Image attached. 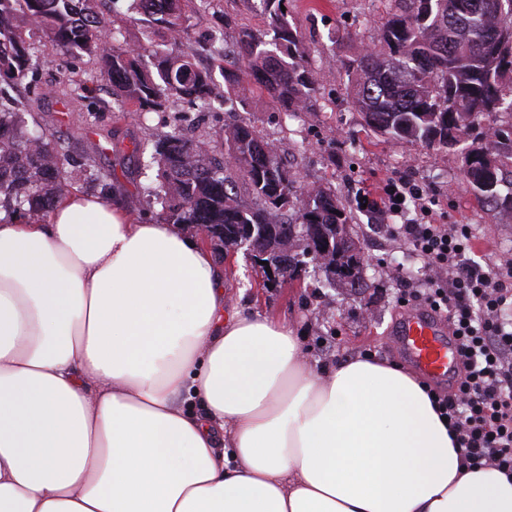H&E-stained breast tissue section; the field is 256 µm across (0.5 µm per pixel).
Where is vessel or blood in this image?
<instances>
[{"mask_svg": "<svg viewBox=\"0 0 512 512\" xmlns=\"http://www.w3.org/2000/svg\"><path fill=\"white\" fill-rule=\"evenodd\" d=\"M399 348L417 373L430 382H444L458 360L453 339L448 338L433 312L417 307L407 311L396 332Z\"/></svg>", "mask_w": 512, "mask_h": 512, "instance_id": "obj_1", "label": "vessel or blood"}]
</instances>
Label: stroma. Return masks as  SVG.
<instances>
[{
	"instance_id": "35a3bbf8",
	"label": "stroma",
	"mask_w": 512,
	"mask_h": 512,
	"mask_svg": "<svg viewBox=\"0 0 512 512\" xmlns=\"http://www.w3.org/2000/svg\"><path fill=\"white\" fill-rule=\"evenodd\" d=\"M284 5L317 71L316 97L302 112L285 113L254 82L231 90L220 80L210 110L202 112L177 101L134 121L117 106L110 84L85 59L53 53L47 44L41 45L32 73L21 85L1 91L0 99L32 101L31 113L39 127L59 138L73 159H81L88 144L101 145L98 167L112 175L120 201L141 222L161 217L160 205L149 203L146 196L156 174L150 161L157 135L180 126L187 135L207 141L222 158L225 130L242 115L260 136L276 142L282 161L295 174L297 192L320 184L335 189L350 205L361 189H379L390 178L408 179L435 195L439 223L470 225L476 261L512 258V214L491 209L468 187L460 148L385 139L365 126L351 103L341 62L373 45L389 13L387 0H285ZM88 6L117 31L122 46H147L150 30L132 18L129 0H116L108 8L101 0H88ZM187 14L183 43L194 49L203 67L210 64L211 34L232 43L241 28L262 24L260 0H214L209 10L191 7ZM75 75L90 91L80 101L79 112L67 117L50 91ZM227 98L232 108H224ZM137 143L144 148L139 155L133 151ZM378 221L367 212L353 214V231L364 257V284L357 291L330 284L322 272L312 269L302 274L300 286L285 283L272 288L250 255L239 251L229 257L223 248L211 246L215 262L224 270L225 310H252L287 321L319 368L367 354L406 365V358L386 345L403 312L397 275L410 270L422 278L424 262L408 244L377 233Z\"/></svg>"
}]
</instances>
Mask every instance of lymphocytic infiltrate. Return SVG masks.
Wrapping results in <instances>:
<instances>
[{
  "label": "lymphocytic infiltrate",
  "instance_id": "obj_1",
  "mask_svg": "<svg viewBox=\"0 0 512 512\" xmlns=\"http://www.w3.org/2000/svg\"><path fill=\"white\" fill-rule=\"evenodd\" d=\"M433 194L405 180L368 194L366 209L393 217L387 232L408 243L425 261L422 287L403 276V303L447 315L458 341L460 378L455 390L428 387L439 415L447 418L462 456L512 474V262L481 264L472 257L471 228L440 224Z\"/></svg>",
  "mask_w": 512,
  "mask_h": 512
}]
</instances>
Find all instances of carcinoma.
I'll use <instances>...</instances> for the list:
<instances>
[{"instance_id":"cac0c4a2","label":"carcinoma","mask_w":512,"mask_h":512,"mask_svg":"<svg viewBox=\"0 0 512 512\" xmlns=\"http://www.w3.org/2000/svg\"><path fill=\"white\" fill-rule=\"evenodd\" d=\"M197 0H131L129 10L166 40L143 53L117 45L104 21L83 0H0V83L22 82L33 69L34 44L45 40L73 57L85 56L112 86V96L139 117L186 100L202 108L215 102L213 71L200 68L180 46L183 15ZM387 23L373 48L345 64L352 102L364 124L393 141L446 147L468 132L472 157L465 177L493 208L512 212V125L490 122L512 113V0H389ZM264 29L240 32L235 49L224 37L210 51L223 58L224 80L254 81L287 112H300L317 92L316 70L297 28L281 10L284 0H261ZM27 106L0 108V211L45 214L72 189L65 166L73 159L52 135L28 127ZM227 155L253 201H243L224 176V162L200 148V140L174 128L154 141L158 171L150 196L168 224H212L224 230L222 247L252 229L261 260L274 274L293 278L318 242L326 276L362 284L359 241L352 216L336 191L306 190L294 201L295 179L274 142L241 118L226 132ZM507 188L501 193V188ZM303 241L292 254L294 230Z\"/></svg>"}]
</instances>
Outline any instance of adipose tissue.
Returning a JSON list of instances; mask_svg holds the SVG:
<instances>
[{
    "label": "adipose tissue",
    "instance_id": "ef3b65f1",
    "mask_svg": "<svg viewBox=\"0 0 512 512\" xmlns=\"http://www.w3.org/2000/svg\"><path fill=\"white\" fill-rule=\"evenodd\" d=\"M0 512H512L424 386L224 310L176 225L73 191L0 213Z\"/></svg>",
    "mask_w": 512,
    "mask_h": 512
}]
</instances>
